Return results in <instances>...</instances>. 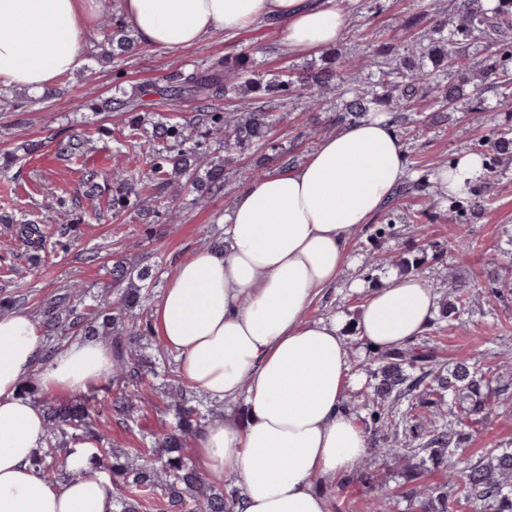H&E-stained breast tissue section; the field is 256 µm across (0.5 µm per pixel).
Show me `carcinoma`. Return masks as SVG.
<instances>
[{
  "instance_id": "cac0c4a2",
  "label": "carcinoma",
  "mask_w": 512,
  "mask_h": 512,
  "mask_svg": "<svg viewBox=\"0 0 512 512\" xmlns=\"http://www.w3.org/2000/svg\"><path fill=\"white\" fill-rule=\"evenodd\" d=\"M434 29L439 38L426 48L419 36L397 46L380 45L369 56L356 60L332 51L318 68L284 71L271 78L257 70L248 52L227 56L204 73L179 71L169 75L165 96L170 111H177L182 99L192 97L199 102V113L182 123L157 125L148 139L139 142L141 155L149 160V172L117 171L110 175L107 189L112 211L120 213L133 203L146 209L161 206L174 219L199 173H204L209 190H224L228 164L232 162L228 152L256 147L265 151L266 161H283L285 154L273 140L272 130L285 118L286 103L294 95H305L312 108L327 92L345 96L340 121L359 120L380 110L389 112L396 98L428 99L431 106L441 109L466 95L472 102L471 111L480 112L485 84L474 83L471 78L481 74L494 79L500 104L512 105V72L507 67L512 61V0H498L494 9L484 8L481 0H454L453 20L441 13ZM101 30L108 46L106 53L134 49L128 24L121 15L105 17ZM477 38L485 40L491 49L479 61L468 52L470 41ZM450 59L457 76L451 82ZM425 60L431 67L424 66ZM365 70L373 71L377 79L360 82ZM152 92L150 85H139L126 94L123 106L135 112L143 97ZM221 97L242 103L244 110L224 114L212 104ZM208 141L224 143L226 156L220 159L204 150ZM483 147L492 164L494 152L512 151V139L491 136ZM100 177L96 169L83 172V183L88 186L84 195L87 213L95 214L99 209ZM135 181L145 188L158 189V194L131 201ZM20 234L29 247L44 245V231L33 221L21 224ZM112 283L116 286L113 301L81 306L71 303L82 295L80 286L72 285L43 306L42 325L52 340L71 335L112 341L115 366L107 409L128 416L134 411V402L143 399L140 388L151 385L150 379L157 376L155 362L141 346L149 331L148 322L135 313L149 299V289L135 284L130 263L124 260L113 264ZM468 299L466 288L454 289L453 302L442 307L440 320L461 321ZM376 355L382 365L374 386L371 419L375 424L393 423L405 431L404 440L395 448L384 449V456L398 461L400 449L418 448L448 468V494L421 482V474L406 472L407 496L415 512H458L462 502L475 512H512V449L494 448L459 470L454 456L463 440L445 423V406L452 403L459 406V418L472 424L485 421L495 408L508 405L501 398V390L491 386L492 370L466 356L444 375L434 368L433 351L413 340L387 362L382 352ZM167 397L178 406L176 428L157 438L153 448L144 453L104 447L105 433L93 415L94 405H103L95 401L96 395L46 402L48 448L37 453L34 467L47 483H55L59 452L55 441L85 437L97 446L87 453L83 474L103 476L112 482L118 492L115 512H140L142 501L152 497L162 502V512H230L232 498L206 482L193 464L192 449L187 444L188 433L205 419L203 401L175 383L169 384Z\"/></svg>"
}]
</instances>
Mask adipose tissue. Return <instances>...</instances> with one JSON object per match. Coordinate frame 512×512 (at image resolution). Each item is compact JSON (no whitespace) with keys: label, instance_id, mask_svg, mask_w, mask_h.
Instances as JSON below:
<instances>
[{"label":"adipose tissue","instance_id":"1","mask_svg":"<svg viewBox=\"0 0 512 512\" xmlns=\"http://www.w3.org/2000/svg\"><path fill=\"white\" fill-rule=\"evenodd\" d=\"M98 0H0V85L41 94L81 65V37ZM146 45L176 51L216 33L274 26L291 55L335 44L349 18L336 0H119ZM482 156L465 152L441 173L448 195L484 178ZM408 176L387 112L341 125L298 167L274 169L236 195L224 245L181 260L153 308L154 329L175 353L186 384L215 403L244 400L197 432L195 464L208 482L236 479L234 512H331L325 486L368 448L347 411V325L367 346L406 345L438 307L418 275L390 272L355 320L306 311L349 266L354 234ZM37 321L0 312V512H114L105 478L82 476L84 449L67 459L69 479L48 484L32 466L45 440L44 411L21 392L24 377L53 395L82 393L110 377L112 351L75 340L42 360Z\"/></svg>","mask_w":512,"mask_h":512}]
</instances>
